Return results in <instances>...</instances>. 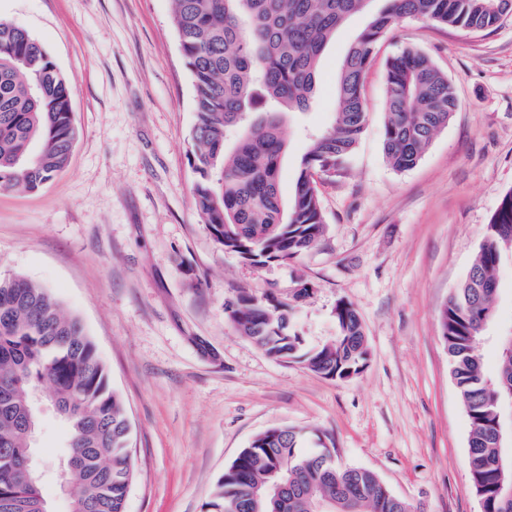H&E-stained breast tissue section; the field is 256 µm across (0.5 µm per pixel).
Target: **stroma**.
<instances>
[{
	"label": "stroma",
	"mask_w": 512,
	"mask_h": 512,
	"mask_svg": "<svg viewBox=\"0 0 512 512\" xmlns=\"http://www.w3.org/2000/svg\"><path fill=\"white\" fill-rule=\"evenodd\" d=\"M0 19L67 77L77 129L67 169L35 191H0V274L51 289L82 317L131 423L126 512H206L225 467L282 425L317 433L338 464L375 472L415 512H480L439 313L512 191V17L476 33L407 18L377 43L367 128L319 184L324 236L302 259L266 265L225 252L194 204V87L170 0H0ZM366 23L337 35L313 107L286 119L283 184L334 112L336 72ZM406 47L448 76L458 107L398 172L384 154L385 65ZM496 276L497 317L480 346L491 374L495 336L512 327V263ZM303 286L294 323L308 345L335 336L339 301L358 313L370 349L360 375L336 381L274 360L227 316L240 293L285 303ZM40 417L42 494L51 512H71L57 477L67 426L51 408Z\"/></svg>",
	"instance_id": "35a3bbf8"
}]
</instances>
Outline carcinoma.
Here are the masks:
<instances>
[{"label": "carcinoma", "mask_w": 512, "mask_h": 512, "mask_svg": "<svg viewBox=\"0 0 512 512\" xmlns=\"http://www.w3.org/2000/svg\"><path fill=\"white\" fill-rule=\"evenodd\" d=\"M173 22L194 87L196 124L189 161L194 199L224 250L257 265L299 260L324 234L316 176L343 168L368 110L363 76L375 45L398 21L426 19L467 32L493 30L512 0H382L350 46L336 77L333 119L311 142L288 197L280 185L286 113L314 101L325 49L375 0H172ZM71 86L42 45L0 22V190H35L69 163L76 129ZM384 153L413 168L457 108L452 84L424 52L386 62ZM512 259V192L486 225L466 278L440 313L451 377L471 425L468 466L484 512H512V483L498 458L511 454L499 432L512 421V338L499 340L489 375L478 345L499 295L495 274ZM237 331L268 356L332 380L364 371L369 349L351 304L336 305V336L309 346L294 307L241 296L230 307ZM48 389L68 427V478L83 512H126L134 476L131 425L82 318L47 288L0 275V512H36L30 448L39 424L35 398ZM324 443L304 448L302 431L282 426L255 436L224 471L213 512H414L373 472L341 467Z\"/></svg>", "instance_id": "cac0c4a2"}]
</instances>
